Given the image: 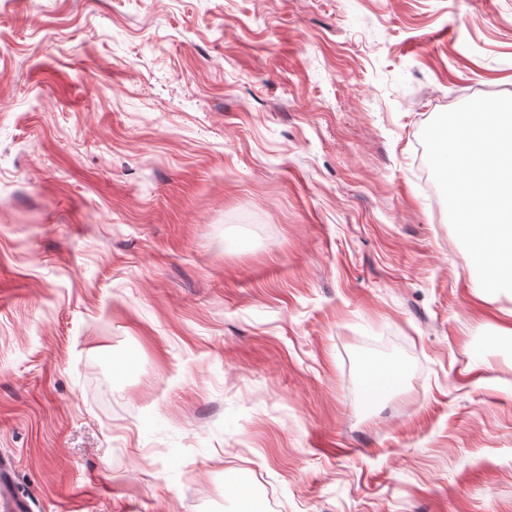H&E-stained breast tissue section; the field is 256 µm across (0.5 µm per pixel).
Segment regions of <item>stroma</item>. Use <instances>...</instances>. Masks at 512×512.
<instances>
[{"label":"stroma","instance_id":"35a3bbf8","mask_svg":"<svg viewBox=\"0 0 512 512\" xmlns=\"http://www.w3.org/2000/svg\"><path fill=\"white\" fill-rule=\"evenodd\" d=\"M493 95L512 0H0L30 512H512V294L418 164Z\"/></svg>","mask_w":512,"mask_h":512}]
</instances>
